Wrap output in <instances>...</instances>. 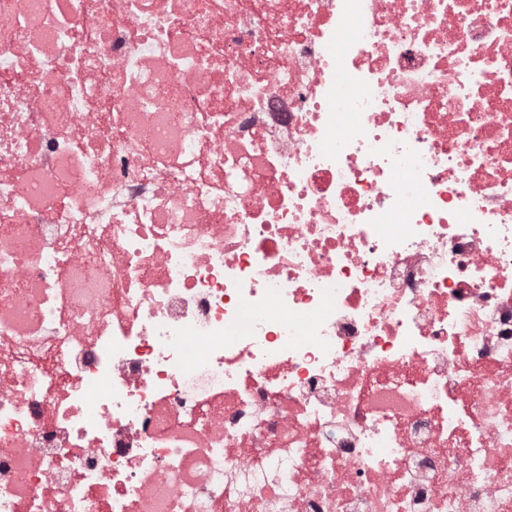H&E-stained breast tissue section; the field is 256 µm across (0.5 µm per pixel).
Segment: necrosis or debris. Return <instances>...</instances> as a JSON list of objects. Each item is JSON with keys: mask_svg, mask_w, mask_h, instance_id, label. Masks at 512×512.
<instances>
[{"mask_svg": "<svg viewBox=\"0 0 512 512\" xmlns=\"http://www.w3.org/2000/svg\"><path fill=\"white\" fill-rule=\"evenodd\" d=\"M0 512H512V0H0Z\"/></svg>", "mask_w": 512, "mask_h": 512, "instance_id": "obj_1", "label": "necrosis or debris"}]
</instances>
